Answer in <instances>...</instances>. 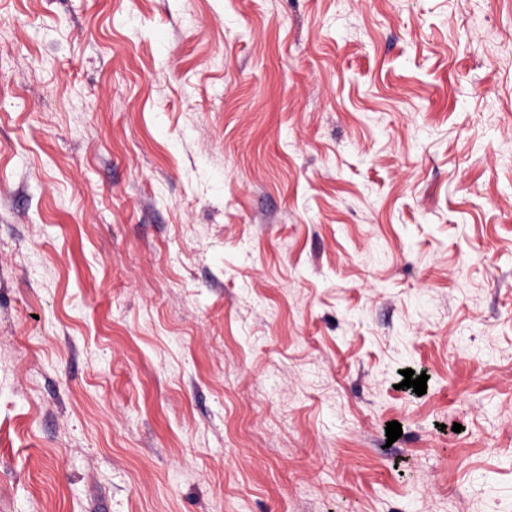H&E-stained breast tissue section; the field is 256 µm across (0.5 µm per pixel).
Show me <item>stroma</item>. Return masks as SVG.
Returning a JSON list of instances; mask_svg holds the SVG:
<instances>
[{
	"mask_svg": "<svg viewBox=\"0 0 512 512\" xmlns=\"http://www.w3.org/2000/svg\"><path fill=\"white\" fill-rule=\"evenodd\" d=\"M511 39L0 0V512H512Z\"/></svg>",
	"mask_w": 512,
	"mask_h": 512,
	"instance_id": "1",
	"label": "stroma"
}]
</instances>
